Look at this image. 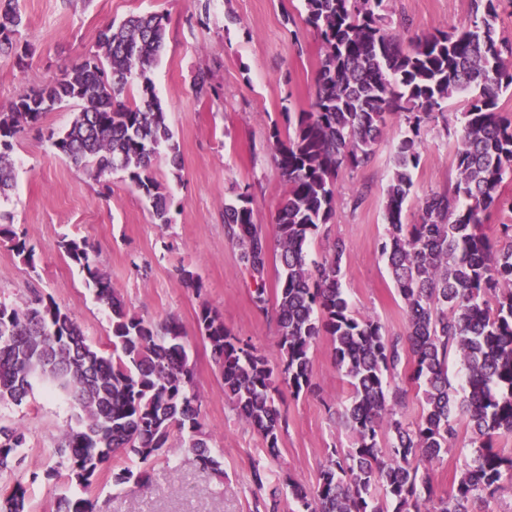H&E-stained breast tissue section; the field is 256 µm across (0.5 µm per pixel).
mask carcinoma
Returning a JSON list of instances; mask_svg holds the SVG:
<instances>
[{
  "label": "carcinoma",
  "instance_id": "1",
  "mask_svg": "<svg viewBox=\"0 0 512 512\" xmlns=\"http://www.w3.org/2000/svg\"><path fill=\"white\" fill-rule=\"evenodd\" d=\"M385 2L303 0L305 24L322 54L310 110L288 115L287 139L276 126L270 133L286 185L276 216L273 295L266 287L270 247L251 196L224 204L227 236L254 284V307L265 313L274 302L279 364L226 328L206 301L197 328L224 394L270 458L280 455L287 427L283 391L296 398L313 390L310 351L330 337L349 385L338 419L353 446L331 449L313 488L286 483L294 512H486L489 500L512 486V453L497 448L512 435V221L498 225L494 240L483 232L491 212L512 213V200L501 195L512 178V117L498 111L500 94L512 89V46L496 28L506 0H475L462 29L417 35L407 44L390 27ZM21 26L16 9L0 8V55L14 56L19 66L28 57L16 39ZM165 36L166 19L156 13L111 23L95 52L0 112V194L15 181L18 136L74 103L78 112L50 134L51 146L106 189L107 176L123 172L158 223H168L170 197L152 173L162 155L174 174L182 168L152 79ZM134 82L136 98L129 95ZM194 92L198 99L216 94L209 72L197 74ZM462 95L452 127L446 112ZM393 114L406 128L393 140L380 253L406 307L404 336L388 335L375 315L352 307L342 288V241L320 262L308 252L320 225L333 217L339 173L372 162ZM439 120L457 140L454 186L425 195L416 222L405 224L422 161L421 130ZM0 240L34 267L33 248L11 225L0 224ZM59 247L111 313V353L94 347L75 315L49 297L37 294L21 307L0 302V406L22 404L42 379L76 411L75 426L53 451L70 486L57 512H94L88 492L108 464L115 486L148 482L145 464L175 435L200 469L223 472L221 449L208 445L200 420L183 325L174 317L154 324L130 312L85 240L64 237ZM452 355L463 370L459 389L448 376ZM409 385L422 398L413 421L401 412ZM462 426L470 456L444 493L434 484L433 464L452 450ZM26 448L20 426L0 423V479L13 480L0 512H28L27 485L58 475L56 469L22 474ZM125 459L143 467L135 471ZM250 482L255 512H279L283 489L261 495L269 474L256 461Z\"/></svg>",
  "mask_w": 512,
  "mask_h": 512
}]
</instances>
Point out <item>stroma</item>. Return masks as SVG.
<instances>
[{
	"label": "stroma",
	"mask_w": 512,
	"mask_h": 512,
	"mask_svg": "<svg viewBox=\"0 0 512 512\" xmlns=\"http://www.w3.org/2000/svg\"><path fill=\"white\" fill-rule=\"evenodd\" d=\"M12 5L22 17L18 39L29 58L21 68L13 57L0 55V110L94 52L100 30L111 21L146 13L167 18L166 48L152 78L183 164L177 177L166 160L153 167L172 199L168 223H156L149 201L123 174L101 186L52 148L49 135L70 124L71 105L48 113L17 138L15 183L0 199V220L25 234L35 253L34 267H27L0 241V301L21 304L40 292L73 312L88 339L108 350L110 312L95 301L59 248L62 237L79 238L94 246L132 312L155 322L174 317L188 336L201 421L210 446L223 453L222 473L202 471L192 454L174 446L152 458L147 484L120 490L110 472H103L94 491L96 512H252L253 461L270 470L272 483L289 476L315 485L329 448L353 442L335 416L349 387L334 364L329 338L320 337L311 350L314 393L288 396L282 403L288 430L273 460L226 399L196 324L200 301H208L233 333L250 340L270 362L279 360L276 322L252 304L254 285L225 234L224 204L250 191L256 223L274 237L285 184L269 133L273 124H284L287 113L309 109L321 49L304 23L302 0H210L206 7L199 0H12ZM388 8L392 22H406L408 38L466 25L471 0H389ZM201 70L211 71L217 97L196 98L193 79ZM402 125V118L391 117L390 135L376 144L372 163L340 173L334 217L309 247L311 259L319 261L335 240L344 241L342 285L351 305L377 316L392 336L405 333L407 319L379 245L391 136ZM421 135L423 160L406 203L410 216L425 194L448 191L455 182L453 137L439 124L426 125ZM183 267L200 275L202 294L182 282ZM0 421L24 428L28 452L22 470L41 473L54 466L52 450L75 419L69 399L38 383L21 405L1 408Z\"/></svg>",
	"instance_id": "stroma-1"
}]
</instances>
